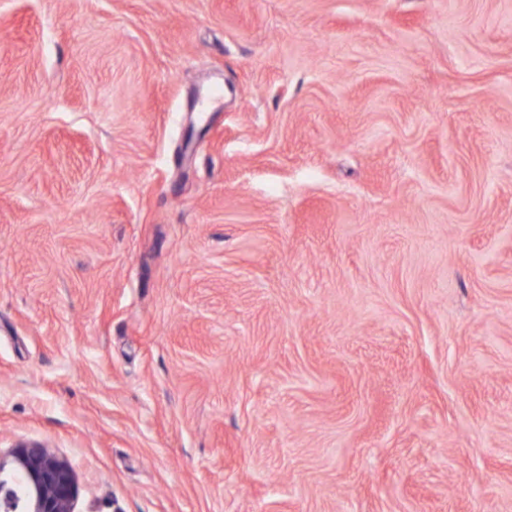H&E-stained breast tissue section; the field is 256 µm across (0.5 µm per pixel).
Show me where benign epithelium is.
<instances>
[{
	"mask_svg": "<svg viewBox=\"0 0 512 512\" xmlns=\"http://www.w3.org/2000/svg\"><path fill=\"white\" fill-rule=\"evenodd\" d=\"M11 458L29 487L26 512H75L78 484L67 461L42 445L20 446Z\"/></svg>",
	"mask_w": 512,
	"mask_h": 512,
	"instance_id": "1",
	"label": "benign epithelium"
}]
</instances>
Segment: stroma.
Listing matches in <instances>:
<instances>
[{"mask_svg": "<svg viewBox=\"0 0 512 512\" xmlns=\"http://www.w3.org/2000/svg\"><path fill=\"white\" fill-rule=\"evenodd\" d=\"M75 512H512V0H0V457ZM15 470L27 481L26 512H75L78 484L72 466L51 448L42 445L20 446L11 455Z\"/></svg>", "mask_w": 512, "mask_h": 512, "instance_id": "35a3bbf8", "label": "stroma"}]
</instances>
